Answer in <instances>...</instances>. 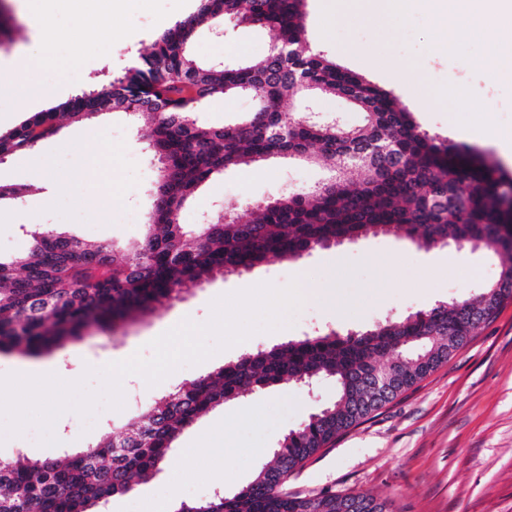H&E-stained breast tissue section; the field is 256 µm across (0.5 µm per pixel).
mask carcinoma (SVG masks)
<instances>
[{"instance_id":"carcinoma-1","label":"carcinoma","mask_w":512,"mask_h":512,"mask_svg":"<svg viewBox=\"0 0 512 512\" xmlns=\"http://www.w3.org/2000/svg\"><path fill=\"white\" fill-rule=\"evenodd\" d=\"M306 0H201L196 13L163 30L136 64L107 84L37 112L6 134L0 160L55 134L56 120L123 112L146 116V150L166 171L154 188L147 232L118 254L109 244L69 238L51 226L29 251L0 261V353L35 356L83 338L112 333L172 294L214 273L252 270L271 257L298 261L341 240L400 232L430 249L445 243L508 259L498 278L371 328L290 340L241 355L214 374L185 382L143 407L114 447L111 433L64 459L0 460V512H100L135 479L160 469L172 444L205 412L245 392L283 381L328 380L334 402L290 429L271 460L240 492L216 493L173 512H344L350 496L288 491V478L336 437L359 425L462 348L512 298V175L484 153L420 129L393 94L343 69L320 52L277 53L309 44ZM226 21L271 33L273 49L257 61L226 67L197 59L190 45L202 25ZM246 93L258 108L243 120L201 129L192 114L217 96ZM293 95L341 97L362 114L345 129L306 112L281 109ZM164 102L158 115L154 102ZM275 158L323 163L329 178L313 188L262 201L253 217L234 214L185 230L186 202L215 175ZM358 179L348 178L350 170ZM392 372L388 398L373 396L375 376Z\"/></svg>"}]
</instances>
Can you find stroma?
<instances>
[{
  "instance_id": "stroma-1",
  "label": "stroma",
  "mask_w": 512,
  "mask_h": 512,
  "mask_svg": "<svg viewBox=\"0 0 512 512\" xmlns=\"http://www.w3.org/2000/svg\"><path fill=\"white\" fill-rule=\"evenodd\" d=\"M9 5L18 25L16 42L0 46V65L21 66L56 92L39 106L19 91L1 99L4 133L38 108H50L88 89L97 76L122 73L157 34L196 12L198 0H143L133 10L115 6L108 47L101 43L103 27L80 17L72 0H46L45 13L57 36L55 67L42 63L40 34L20 11V0ZM333 8L332 0H307L312 49L392 92L421 129L490 152L512 171V151L503 152L486 137L490 131L511 133L512 112L494 111L485 95L490 89L500 101L512 100V64H502L490 77L471 66L494 45L496 25L483 26L479 38L457 41L446 51L425 6L413 8L392 28L374 12L370 0H360L355 10L338 14L329 25L325 16ZM270 43L266 30L229 23L220 37L199 30L192 51L201 60L220 59L232 66L262 58ZM73 52L82 56L80 67L69 65ZM255 108V99L245 94L221 97L194 118L198 126L221 127ZM33 153L51 163L37 185L17 156L0 161V184L26 190L21 199L0 203V211L13 217L12 223L0 224V260L11 261L31 246L36 225L26 223L25 217L32 212L40 224L55 225L85 242L121 249L142 239L158 165L145 153L125 114L62 120L58 132ZM328 175L323 167L291 162L229 169L202 188L183 210L181 222L189 228L200 225L203 214L218 202L242 215L246 202L313 187ZM499 272L498 258L484 251L426 250L399 234L368 237L317 250L299 261L272 258L248 272L215 275L114 334L94 330L82 341L35 357L2 353L0 376L16 369L38 372L48 365L61 376H80L90 357L102 365L137 352L151 357L150 341L169 322L188 313L196 323H206L216 298L248 283L283 288L296 278L331 289L330 298L302 302L291 314L290 326L255 333L199 364L180 366L157 385H148L139 375L123 380L124 394L139 395L148 404L183 381L216 373L243 353L332 331L356 332L384 316L428 309L474 292ZM334 398L333 386L323 381L311 392L279 386L216 407L178 437L160 471L131 492L111 498L103 512H172L168 495L174 486L188 503L205 500L219 489L234 495L253 480L289 429ZM95 413L97 423L89 428L81 415L66 412L55 421L54 436H67L71 447L82 448L133 417L124 408L100 406ZM203 433L211 439L210 453L190 454ZM288 488L303 494L368 493L386 502L389 512H512V300L426 379L311 458L290 477Z\"/></svg>"
}]
</instances>
